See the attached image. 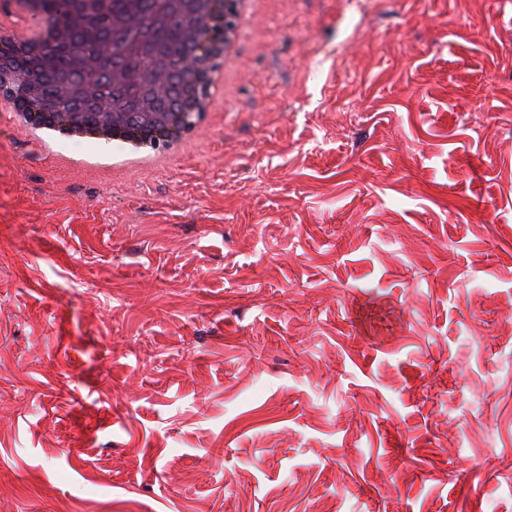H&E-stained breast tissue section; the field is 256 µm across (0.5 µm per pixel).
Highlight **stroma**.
<instances>
[{
    "label": "stroma",
    "instance_id": "1",
    "mask_svg": "<svg viewBox=\"0 0 512 512\" xmlns=\"http://www.w3.org/2000/svg\"><path fill=\"white\" fill-rule=\"evenodd\" d=\"M230 93L0 121V512H512V13L269 0ZM144 77L153 85L154 95L144 101L141 112H139L138 123L154 130L180 132L192 127V123L187 121V115L162 112L157 105L158 100L168 94L171 81V72L164 64L154 66L147 75L136 71L116 69L112 71V80L117 82H137ZM0 106H5L11 110L9 112L15 118L13 123L25 130V132L33 139L42 142L45 146L50 147L59 130H63L58 122L59 120L68 127V131L78 134H93L105 136L109 139L115 137L116 131L126 121L125 116L117 109L114 103L109 101L100 102L97 106L96 122L93 128L84 129L74 120L71 112H61L57 118L56 109L45 110L40 117L34 118L30 115L26 105H22L12 97L5 95L1 90ZM181 146L180 139L171 141L165 145L164 151L154 154L131 153L119 166L113 165L112 169H133L158 167L168 162L172 153L176 152Z\"/></svg>",
    "mask_w": 512,
    "mask_h": 512
}]
</instances>
